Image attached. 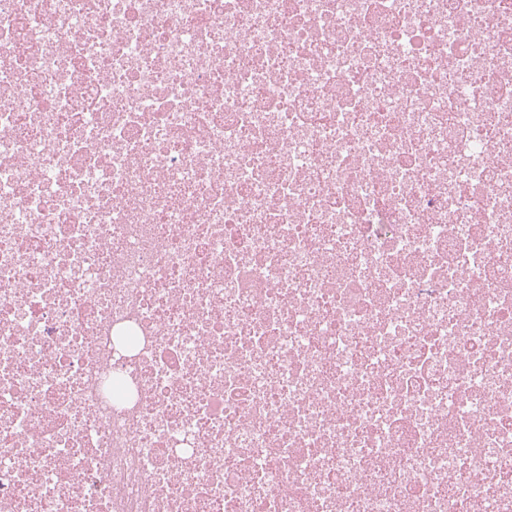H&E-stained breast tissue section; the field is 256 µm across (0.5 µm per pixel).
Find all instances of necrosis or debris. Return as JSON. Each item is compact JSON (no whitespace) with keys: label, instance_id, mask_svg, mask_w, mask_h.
I'll return each mask as SVG.
<instances>
[{"label":"necrosis or debris","instance_id":"obj_1","mask_svg":"<svg viewBox=\"0 0 512 512\" xmlns=\"http://www.w3.org/2000/svg\"><path fill=\"white\" fill-rule=\"evenodd\" d=\"M0 512H512V0H0Z\"/></svg>","mask_w":512,"mask_h":512}]
</instances>
